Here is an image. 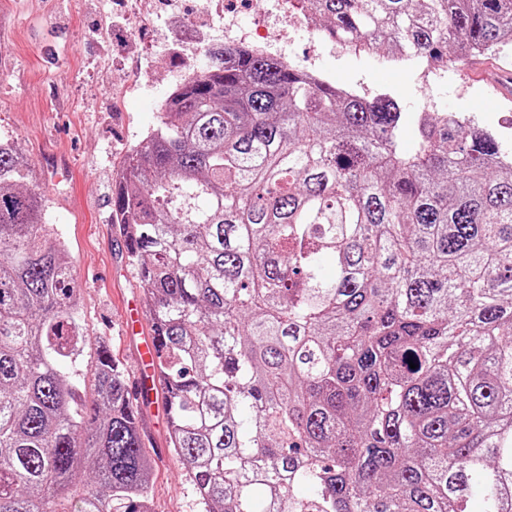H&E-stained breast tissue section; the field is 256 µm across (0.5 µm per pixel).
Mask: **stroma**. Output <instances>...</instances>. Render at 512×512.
Returning <instances> with one entry per match:
<instances>
[{"label": "stroma", "mask_w": 512, "mask_h": 512, "mask_svg": "<svg viewBox=\"0 0 512 512\" xmlns=\"http://www.w3.org/2000/svg\"><path fill=\"white\" fill-rule=\"evenodd\" d=\"M177 12L192 26L185 44L178 41L176 12L162 0H152L140 30L126 0H0V141L12 143L26 162L44 196L47 223L68 244L89 338L107 337L131 376L150 332L144 325L134 336L121 333L124 309L141 303L142 290L112 225V182L129 149L157 124L162 98L207 64V47L226 42L221 19L199 12L195 0H183ZM270 52L292 64L311 60L333 83L367 95L390 93L409 112L428 103L415 73L337 56L326 39L313 50L301 34ZM467 69L464 62L449 68L436 94L442 111L481 121L490 110L512 116V99L469 79ZM160 406L153 398L142 407L152 510L201 512L186 466L167 446L165 426L152 423Z\"/></svg>", "instance_id": "35a3bbf8"}]
</instances>
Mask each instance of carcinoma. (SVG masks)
<instances>
[{
    "instance_id": "carcinoma-1",
    "label": "carcinoma",
    "mask_w": 512,
    "mask_h": 512,
    "mask_svg": "<svg viewBox=\"0 0 512 512\" xmlns=\"http://www.w3.org/2000/svg\"><path fill=\"white\" fill-rule=\"evenodd\" d=\"M324 37L494 54L512 0H303ZM119 166L112 224L203 512H512V164L224 45ZM0 143V512H152L142 408ZM415 363L412 369L409 363Z\"/></svg>"
}]
</instances>
